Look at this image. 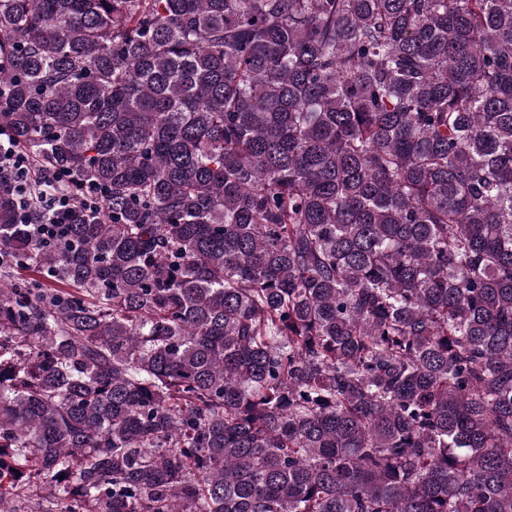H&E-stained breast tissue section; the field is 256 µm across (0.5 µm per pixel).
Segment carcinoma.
<instances>
[{"label":"carcinoma","instance_id":"obj_1","mask_svg":"<svg viewBox=\"0 0 512 512\" xmlns=\"http://www.w3.org/2000/svg\"><path fill=\"white\" fill-rule=\"evenodd\" d=\"M0 127V512H512V0H0ZM0 169L10 175V190L18 198L16 203L17 217L20 224L34 226L33 232L42 241H62L65 238V224H69L73 211L72 198L64 193L49 194L42 190V208L45 220L42 224H30L29 220V194L30 187L34 183L40 186L58 183L61 178L53 172L43 170L36 173L29 159L17 150L12 137L0 128Z\"/></svg>","mask_w":512,"mask_h":512}]
</instances>
